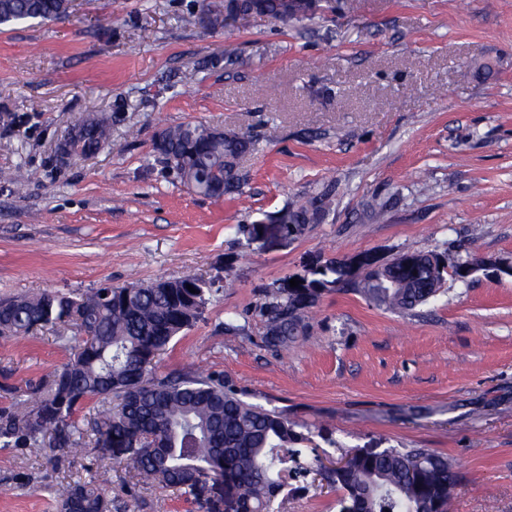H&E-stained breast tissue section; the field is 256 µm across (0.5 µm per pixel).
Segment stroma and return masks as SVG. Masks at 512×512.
Returning <instances> with one entry per match:
<instances>
[{
  "instance_id": "35a3bbf8",
  "label": "stroma",
  "mask_w": 512,
  "mask_h": 512,
  "mask_svg": "<svg viewBox=\"0 0 512 512\" xmlns=\"http://www.w3.org/2000/svg\"><path fill=\"white\" fill-rule=\"evenodd\" d=\"M223 7L73 0L59 20L0 27V298L197 275L213 291L204 316L156 373H223L309 425L321 451L446 456L452 512H512V275L495 269L512 262V0H323L291 26L249 15L211 28ZM93 112L109 117V143L60 160ZM197 122L252 139L247 203L194 194L155 152L161 129ZM328 188L321 223L280 230L283 209ZM455 248L479 269L415 313L335 287L287 349L264 346L260 306L285 278ZM81 336L69 325L0 338V410L17 405L5 385L45 384ZM106 465L119 512H224L210 488L129 495V462L89 444L0 448V512H56L59 483ZM305 484L280 512H339L340 492Z\"/></svg>"
}]
</instances>
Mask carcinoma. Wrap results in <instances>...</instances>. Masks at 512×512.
Returning <instances> with one entry per match:
<instances>
[{"label": "carcinoma", "instance_id": "1", "mask_svg": "<svg viewBox=\"0 0 512 512\" xmlns=\"http://www.w3.org/2000/svg\"><path fill=\"white\" fill-rule=\"evenodd\" d=\"M246 15L257 13L283 23L311 19L310 0H238ZM67 12L65 0H0V26L40 22ZM111 123L102 115L80 123L58 144L62 159L98 153L110 139ZM252 140L234 131L216 133L204 124L170 126L159 133L155 150L195 192L210 198L243 195L246 176L239 161ZM332 204L326 189L282 214V227L299 233L321 221ZM443 263L436 268L432 260ZM429 259L400 252L386 265L366 264L352 280L354 289L377 306L394 312L426 305L442 291L445 274L462 275L475 262L469 253L445 250ZM334 260L266 292L260 307L264 342L284 349L303 333L304 317L321 293L346 280ZM191 285L192 293L186 285ZM206 284L194 275L175 280L102 286L79 298L59 291L0 300V337L23 336L37 327L75 324L86 338L56 369L43 388L10 387L20 398L0 411L1 448H77L84 429L79 413L90 418L97 448H132L139 481L179 488L198 498L203 484L224 486V512H279L288 496L302 488L290 481L315 463L308 458L312 431L277 408L243 400L215 372L158 375L152 363L181 332L201 320L208 302ZM342 492L340 512H451L458 475L448 458L421 448H385L371 454L353 448L344 464L323 472ZM111 484L104 469L84 482L55 491L58 512H112Z\"/></svg>", "mask_w": 512, "mask_h": 512}]
</instances>
